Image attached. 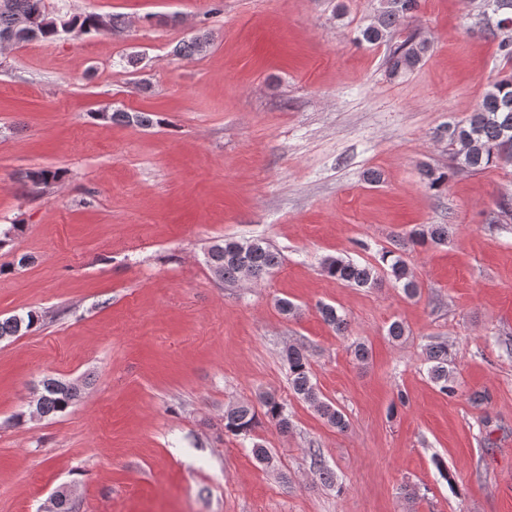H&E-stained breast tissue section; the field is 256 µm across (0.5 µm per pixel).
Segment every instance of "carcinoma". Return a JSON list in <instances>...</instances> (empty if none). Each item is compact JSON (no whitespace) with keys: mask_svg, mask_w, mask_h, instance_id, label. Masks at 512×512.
<instances>
[{"mask_svg":"<svg viewBox=\"0 0 512 512\" xmlns=\"http://www.w3.org/2000/svg\"><path fill=\"white\" fill-rule=\"evenodd\" d=\"M487 10L496 22L484 25L486 34L497 42L501 56L512 59V0H484ZM418 0H379L371 22L361 31L362 40L382 43L392 40L394 34L407 19L414 17ZM71 34L82 39L107 36L121 28L124 21L118 16H107L106 24L97 22V14H69ZM56 13L48 11L45 0H0V34L8 32L16 43L30 40H54L60 33L55 25ZM209 36L199 33L176 47V53L189 57L206 51ZM430 50V42L411 36L398 44L388 60L389 76L395 78L413 72ZM100 117L110 122L146 127L153 124L150 114L144 112H103ZM449 144L454 146L453 160L460 167L472 172L483 171L492 165H512V74L490 83L481 102L464 121L448 124L445 129ZM421 175L430 186H439L448 174L425 163ZM410 241L418 246L442 245L448 241V225H422L410 233ZM207 263L221 281L235 282L246 275L259 278L278 265V256L264 241L227 237L212 245L207 252ZM323 272L329 277L357 287H371L384 273L394 286L408 296L417 294L418 286L403 255L394 250L384 251L379 266L362 265L352 259L327 257L322 261ZM319 313L325 323L337 332L348 331L346 318L336 307L323 304ZM39 317L30 312L0 319V338L22 336L31 331ZM427 360L432 382L448 396L457 392L456 380L451 368L448 345H428ZM288 363L290 384L293 391L311 403L337 430L344 431L348 423L344 415L332 404L321 400L312 382L310 363L304 349L290 345L284 351ZM80 397L78 386L56 379L43 382V390L36 401L35 412L40 416L65 412ZM281 431L289 428L288 414L284 405L272 393L259 395L258 404L242 403L224 411V430L245 439L251 436L258 417Z\"/></svg>","mask_w":512,"mask_h":512,"instance_id":"cac0c4a2","label":"carcinoma"}]
</instances>
